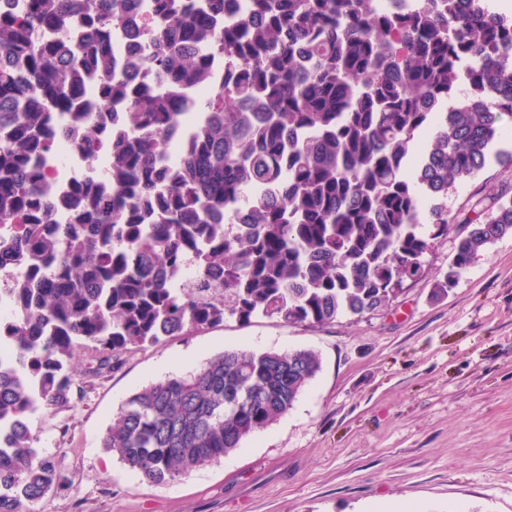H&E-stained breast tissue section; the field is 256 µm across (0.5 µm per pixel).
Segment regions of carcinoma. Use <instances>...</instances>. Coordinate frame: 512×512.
<instances>
[{
	"label": "carcinoma",
	"instance_id": "cac0c4a2",
	"mask_svg": "<svg viewBox=\"0 0 512 512\" xmlns=\"http://www.w3.org/2000/svg\"><path fill=\"white\" fill-rule=\"evenodd\" d=\"M127 0H21L0 11V267L15 314L0 318V512L60 487L29 417L68 406L80 355L119 368L131 348L234 318L324 325L381 309L420 280L455 235L448 291L512 233V170L451 216L448 192L478 177L512 115V19L471 0H153L158 32L142 65L155 85L115 75L111 33ZM87 31L79 51L40 32ZM224 53L212 79L205 50ZM211 83L176 172L165 163L184 91ZM95 85L96 112L85 111ZM465 86L464 99L449 103ZM112 129L111 186L89 180L53 222L43 159L53 113ZM432 202L423 211V200ZM431 225L429 233L422 225ZM196 281L177 288L181 267ZM321 368L313 349L225 350L134 393L101 447L165 484L218 461L292 407Z\"/></svg>",
	"mask_w": 512,
	"mask_h": 512
}]
</instances>
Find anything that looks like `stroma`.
Listing matches in <instances>:
<instances>
[{
    "instance_id": "1",
    "label": "stroma",
    "mask_w": 512,
    "mask_h": 512,
    "mask_svg": "<svg viewBox=\"0 0 512 512\" xmlns=\"http://www.w3.org/2000/svg\"><path fill=\"white\" fill-rule=\"evenodd\" d=\"M453 253V239L439 243L428 275L382 311L326 325L228 319L83 377L81 398L32 418L64 477L35 512H512V234L434 299ZM236 348L312 349L321 369L278 421L174 482L101 448L138 389Z\"/></svg>"
}]
</instances>
